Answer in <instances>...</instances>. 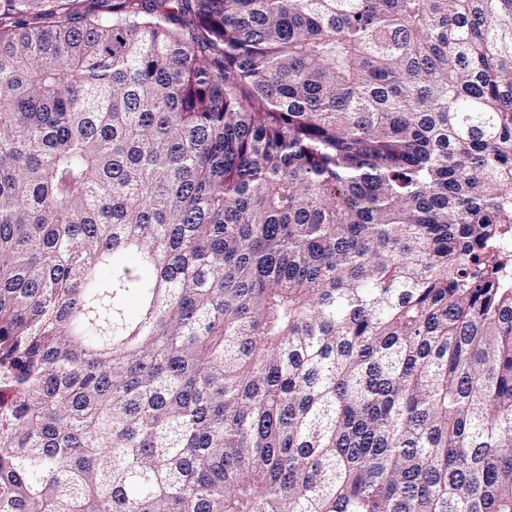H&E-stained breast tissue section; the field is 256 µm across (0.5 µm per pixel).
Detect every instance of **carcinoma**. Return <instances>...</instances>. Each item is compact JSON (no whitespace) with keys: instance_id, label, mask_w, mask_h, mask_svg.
Segmentation results:
<instances>
[{"instance_id":"carcinoma-1","label":"carcinoma","mask_w":512,"mask_h":512,"mask_svg":"<svg viewBox=\"0 0 512 512\" xmlns=\"http://www.w3.org/2000/svg\"><path fill=\"white\" fill-rule=\"evenodd\" d=\"M512 0H0V512H512Z\"/></svg>"}]
</instances>
